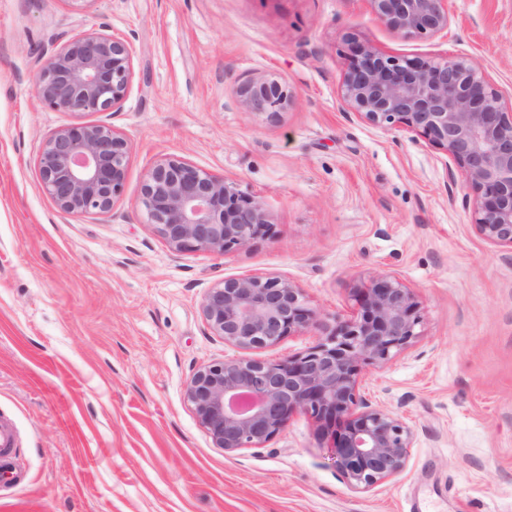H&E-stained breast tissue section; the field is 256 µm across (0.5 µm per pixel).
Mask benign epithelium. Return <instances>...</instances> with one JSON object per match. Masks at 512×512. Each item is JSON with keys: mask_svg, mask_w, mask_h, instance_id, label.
<instances>
[{"mask_svg": "<svg viewBox=\"0 0 512 512\" xmlns=\"http://www.w3.org/2000/svg\"><path fill=\"white\" fill-rule=\"evenodd\" d=\"M375 18L405 37L448 29V0H366ZM347 113L383 129L423 137L444 151L474 196V226L512 247V112L473 64L455 57L423 61L385 55L353 39L343 63ZM133 76L127 39L87 30L53 50L30 77L38 98L57 112H117ZM238 107L257 118L286 111L291 95L272 77L237 86ZM130 151L112 126L59 128L38 158L39 184L63 214L107 213L122 195ZM147 223L174 252L217 256L247 246L270 229L259 197L187 160L170 156L144 175L138 200ZM356 312L330 326L294 282L272 275L226 277L207 289L201 312L210 331L245 355L211 362L186 384L187 402L212 445L225 453L262 448L293 416L305 414L330 442L348 486L367 491L407 469L415 431L404 417L361 394L371 367H382L416 338L418 302L394 274L355 288ZM310 330L305 351L279 360L248 356Z\"/></svg>", "mask_w": 512, "mask_h": 512, "instance_id": "1", "label": "benign epithelium"}]
</instances>
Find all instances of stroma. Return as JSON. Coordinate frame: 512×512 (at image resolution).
Here are the masks:
<instances>
[{"label": "stroma", "mask_w": 512, "mask_h": 512, "mask_svg": "<svg viewBox=\"0 0 512 512\" xmlns=\"http://www.w3.org/2000/svg\"><path fill=\"white\" fill-rule=\"evenodd\" d=\"M447 31L406 38L366 0H0V423L13 434L0 512H512V247L486 242L445 153L346 115L349 36L387 55L468 60L512 110V0H448ZM100 29L133 51L117 112H57L29 77ZM271 76L274 120L236 105ZM104 122L130 144L113 211L65 215L41 192L46 139ZM167 156L258 196L267 236L216 256L174 252L138 206ZM411 287L413 343L361 392L416 432L408 468L349 488L306 415L261 448L213 447L184 390L236 356L207 327L206 290L273 274L326 318L364 277ZM236 102L243 112L273 119L290 107L291 95L278 79L260 76L237 86Z\"/></svg>", "instance_id": "obj_1"}]
</instances>
